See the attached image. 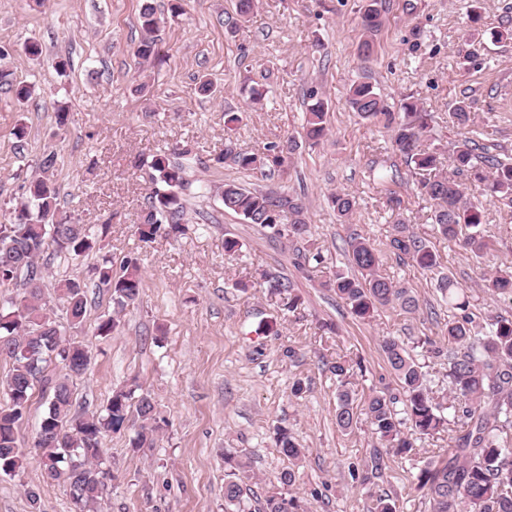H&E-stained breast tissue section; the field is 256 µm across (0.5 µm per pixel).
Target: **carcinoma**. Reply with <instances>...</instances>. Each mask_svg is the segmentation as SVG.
<instances>
[{
	"label": "carcinoma",
	"instance_id": "carcinoma-1",
	"mask_svg": "<svg viewBox=\"0 0 512 512\" xmlns=\"http://www.w3.org/2000/svg\"><path fill=\"white\" fill-rule=\"evenodd\" d=\"M256 8V0H236V16L224 21L233 29L247 21ZM386 0H364L359 9L362 40L358 58L370 62L376 53L375 36L384 24ZM141 38L135 55L148 62L158 59L156 32L159 21L150 0H144L140 14ZM11 73L0 70V89L19 101L31 98L33 88L10 79ZM310 104L303 115V138L310 146L319 144L329 134L327 98L312 90ZM350 109L363 121L378 124L389 132L390 144L409 172L417 176L416 190L434 207L431 219L438 234L447 239L460 238L461 247L477 258L490 250L479 226L481 210L470 202L467 187L459 181L482 188L487 195L512 204V159L486 152L479 143L474 115L468 99L457 100L452 107L455 122L467 130V136L454 145L450 156V172H441V153L424 144L432 122L431 113L418 100L404 96L397 104L387 100L369 81L353 83L347 91ZM243 121V113L224 112L228 137L224 150L215 158L218 164L244 171L268 172L293 163L301 144L294 136L266 145L257 154L242 149L232 132ZM191 150L180 152L158 150L140 158L139 164L151 169L152 188L142 220L136 225L140 241L182 233L185 206L182 194L189 187L187 167L174 159L186 157ZM57 157L43 155L40 173L24 187L22 197L6 210L0 222V288L22 283L18 300L0 306V355L12 360V369L0 382L6 402L0 404V475L14 476L26 463V453L19 445V431L27 414L34 383L50 385L48 411L42 418L37 448L38 464L50 482H63L75 512H98L106 491L107 471L103 439L108 433L121 431L135 415L141 421V432L132 447L139 448L155 431L157 408L148 395H135V390H116L99 412L78 413L74 408L73 380L85 374L89 352L82 342L63 336L60 326L47 312L43 272L38 259L51 246L65 256L79 257L101 250L98 235L68 218L54 222L59 214V191L53 171ZM219 200L227 213L247 224L272 230L278 241L294 243L311 235L302 200L273 189L247 188L234 181L224 183ZM337 218L349 220L356 206L350 195L338 191L329 197ZM387 249L403 264H411L424 272L439 268L437 254L429 243L414 235L408 225L399 221L392 226ZM344 252L350 269L336 267L326 286L346 306L350 315L366 321L381 309H397L406 314L419 310L412 291L401 287L383 273L382 251L370 240L353 233L345 240ZM293 265L308 271L327 263L323 249L310 244L306 249H292ZM98 286L108 290L115 312L135 304L143 288L138 258L128 256L114 265L112 256L100 255L95 267ZM271 294L290 311L301 306L294 284L287 278L264 275ZM444 301L455 310L448 319L439 340L423 341L426 351L448 360V407L431 396L427 373L408 348L392 337L383 341L382 350L394 372L402 396L386 390L374 391L363 406V414L372 433L382 447L395 457L411 454L414 436H433L450 429L451 446L446 458L420 469L417 489L429 499L432 512H512V314H498L485 324L476 322L470 311L469 296L464 287L447 276L438 278ZM484 288L494 297L512 302V269L495 268L484 277ZM59 299L66 305L71 327L78 328L87 316V296L77 279H61L54 284ZM51 363L61 365L65 375L55 380L44 375ZM336 376V425L345 432L357 427L359 416L354 411L345 377L348 361L340 358L330 366ZM408 428L407 435L402 428ZM281 452L294 462L302 449L288 430L278 431ZM242 489L239 483L224 485V504L230 512H241ZM263 512H303L295 496L270 495ZM366 512H397L395 501L385 492L369 494Z\"/></svg>",
	"mask_w": 512,
	"mask_h": 512
}]
</instances>
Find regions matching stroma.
I'll return each mask as SVG.
<instances>
[{
    "mask_svg": "<svg viewBox=\"0 0 512 512\" xmlns=\"http://www.w3.org/2000/svg\"><path fill=\"white\" fill-rule=\"evenodd\" d=\"M387 0L386 22L377 36L378 53L367 65L357 58L362 0H260L250 20L236 30L223 25L234 0H185L183 15L172 16L170 0H152L160 19L157 49L163 65L135 56L140 39L142 0H0V48L9 56L14 82L35 86L18 104L0 92V205L20 199L39 173L43 154L58 156L54 179L59 208L73 223L102 230V252L114 260H140L141 298L119 313L114 335L100 337V316L113 313L109 293L97 287L94 267L100 252L78 259L46 250L40 259L46 282L76 278L87 286L84 325L68 334L90 354L86 373L75 380L76 404L95 411L117 389L137 388L159 411L160 429L151 443L135 449L140 429L131 420L103 441L110 482L104 512H224V485L235 480L251 512H261L266 496L298 497L305 512H364L369 492L386 491L397 512H431L416 476L448 451L447 433L416 442L412 457L381 454L367 424L347 433L336 424V358L361 362L349 378L355 407L372 391H396L381 343L395 337L406 344L439 339L449 309L436 288V275L400 264L385 254L388 275L410 288L421 310L414 315L382 310L368 321L354 319L324 283L329 268L301 271L291 252L269 230L225 213L216 195L224 182L272 188L301 196L311 239L339 257L353 232L385 244L396 221L440 256V272L467 290L472 311L481 317L512 313L483 288L485 274L512 267V216L502 203L471 191L484 211L491 242L485 260L472 259L458 241L438 238L429 203L417 196L414 179L401 171L393 182L379 170L399 164L388 133L360 120L346 102L349 86L369 76L390 100L413 95L434 115L426 143L451 153L462 131L450 111L468 97L483 143L493 154L512 153V40L492 41L491 31L512 29V0H482V23L468 20L470 0ZM37 41L39 58L25 55L24 40ZM70 61L67 76L54 69ZM216 87L199 95L198 75ZM266 85L268 97L251 104L246 91ZM320 89L329 100L331 131L315 147L301 146L294 162L270 176L216 164L224 148V111H244L236 136L243 148L260 152L271 142L300 135L306 95ZM68 122L58 125L59 105ZM28 127L24 140L13 130ZM191 148L198 158L188 171L192 182L212 192L188 198L185 234L140 242L135 226L151 189L140 155L173 146ZM342 191L357 209L340 223L326 197ZM401 200L391 209L390 196ZM243 245L239 257L224 252L225 237ZM439 272V273H440ZM291 279L304 304L288 312L271 296L264 277ZM273 322L274 335L257 334L260 321ZM339 332L324 334L322 323ZM302 380V398L291 394ZM287 428L305 455L290 464L276 443L277 427ZM242 459L234 472L225 457ZM371 473L369 484L353 480L350 466ZM294 469L286 486L281 474ZM0 512H72L69 490L46 483L36 458L15 477L0 476Z\"/></svg>",
    "mask_w": 512,
    "mask_h": 512,
    "instance_id": "35a3bbf8",
    "label": "stroma"
}]
</instances>
